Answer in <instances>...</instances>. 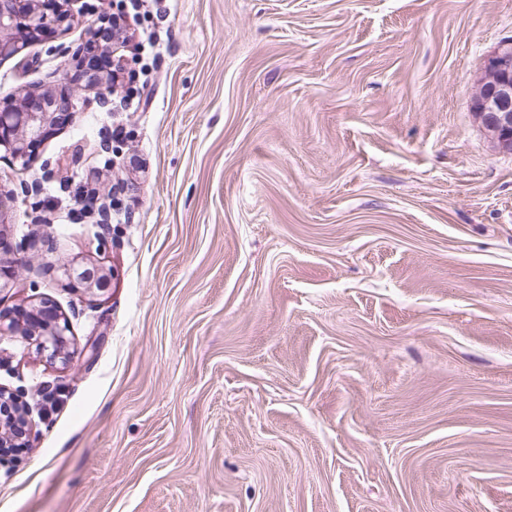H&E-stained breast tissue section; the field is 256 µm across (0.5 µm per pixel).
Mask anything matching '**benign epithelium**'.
Returning a JSON list of instances; mask_svg holds the SVG:
<instances>
[{"instance_id":"7a95c632","label":"benign epithelium","mask_w":512,"mask_h":512,"mask_svg":"<svg viewBox=\"0 0 512 512\" xmlns=\"http://www.w3.org/2000/svg\"><path fill=\"white\" fill-rule=\"evenodd\" d=\"M62 0H0V59L22 53L38 35H51L70 24L71 15L60 9ZM75 84L86 90L106 87L107 95L98 97L99 104H112V73L101 74L76 64L72 76ZM474 114L497 147L512 154V40L501 42L488 57L475 81L472 97ZM74 114V102L65 94L44 92L19 102L0 105V150L22 165H27L41 144L57 126ZM39 183L21 186V194L0 191V224H10L19 196L37 197L42 193ZM113 199L107 194L71 209L69 218L80 223L94 218V223L112 224ZM17 258L9 251L0 252V288L14 277ZM71 279L87 291H104L110 287L112 269L96 266L86 272H75ZM67 320L49 305L30 310L18 309L14 315L0 313V335H19L36 341L54 359L67 358ZM32 423L24 393L0 386V468L11 467L17 453L31 447Z\"/></svg>"}]
</instances>
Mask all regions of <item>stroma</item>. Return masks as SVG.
Segmentation results:
<instances>
[{"mask_svg":"<svg viewBox=\"0 0 512 512\" xmlns=\"http://www.w3.org/2000/svg\"><path fill=\"white\" fill-rule=\"evenodd\" d=\"M118 2L0 60V102L77 106L0 160L53 206L0 311L71 355L0 338L35 429L0 512H512V155L471 111L512 0H147L134 111L70 80ZM111 190L104 244L68 212ZM71 279L78 288L87 291H103L110 287L112 269L104 266H95L87 272H74ZM8 321V323H6ZM67 320L61 313L46 303L33 306L30 310L18 309L14 315L0 312V337L23 336L36 341V345L44 351H50L54 359H66L68 338Z\"/></svg>","mask_w":512,"mask_h":512,"instance_id":"obj_1","label":"stroma"}]
</instances>
